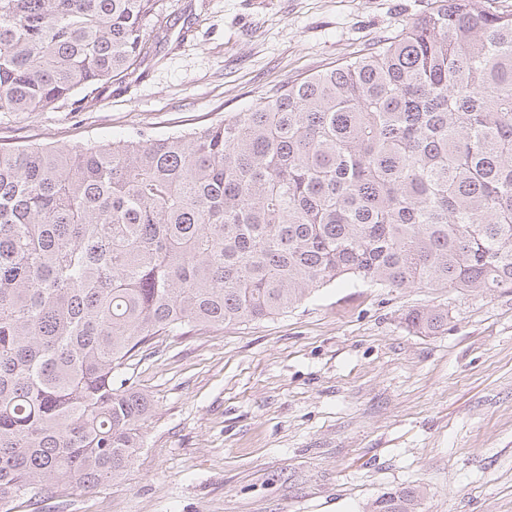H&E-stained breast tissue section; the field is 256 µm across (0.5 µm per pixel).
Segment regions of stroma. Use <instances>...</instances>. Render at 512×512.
I'll return each instance as SVG.
<instances>
[{"instance_id":"stroma-1","label":"stroma","mask_w":512,"mask_h":512,"mask_svg":"<svg viewBox=\"0 0 512 512\" xmlns=\"http://www.w3.org/2000/svg\"><path fill=\"white\" fill-rule=\"evenodd\" d=\"M434 0H163L136 78L0 116V144L101 145L215 124L357 55ZM448 312L409 331L420 306ZM134 378L154 411L118 480L13 512H512V289L330 284L283 316L160 336ZM403 319L409 330L423 336H433L448 328V312L445 309L413 308ZM425 491L420 487H404L378 496L369 506L370 512H422Z\"/></svg>"}]
</instances>
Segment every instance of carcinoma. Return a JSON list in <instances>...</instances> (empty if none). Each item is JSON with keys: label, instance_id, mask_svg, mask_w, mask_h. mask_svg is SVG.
Instances as JSON below:
<instances>
[{"label": "carcinoma", "instance_id": "cac0c4a2", "mask_svg": "<svg viewBox=\"0 0 512 512\" xmlns=\"http://www.w3.org/2000/svg\"><path fill=\"white\" fill-rule=\"evenodd\" d=\"M161 0H0V114L98 99ZM512 288V12L436 0L394 37L188 133L0 146V512L123 476L157 336L331 283ZM416 334L448 311L413 308ZM425 491L370 512H422Z\"/></svg>", "mask_w": 512, "mask_h": 512}]
</instances>
